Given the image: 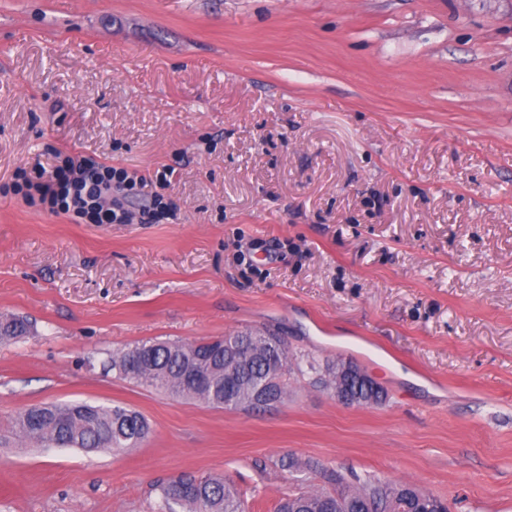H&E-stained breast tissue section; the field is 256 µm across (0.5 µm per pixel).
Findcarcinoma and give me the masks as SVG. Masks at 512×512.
Here are the masks:
<instances>
[{"mask_svg": "<svg viewBox=\"0 0 512 512\" xmlns=\"http://www.w3.org/2000/svg\"><path fill=\"white\" fill-rule=\"evenodd\" d=\"M29 323L18 316H0V340L9 341L28 333ZM236 361L235 379L225 378L227 358ZM196 366L204 374L200 380L188 374ZM308 369L322 387L336 384V362L318 369L311 361ZM108 367L129 382L159 389L168 395L197 400L229 410H249L270 406L287 395V386L262 388L272 371L284 376L301 369V361L288 355V347L270 332L235 331L222 336V343L208 339L196 342L148 341L112 354ZM16 435L43 447H76L86 452L138 448L150 426L139 412L121 405L94 406L87 403L33 405L14 420ZM321 476L334 489L289 492L275 512H363L370 498L384 499L400 485L379 480L346 479L341 472L326 470ZM179 483L192 491L182 494L170 478L159 488L158 512H247L235 485L222 476L179 475ZM431 506L444 512L445 503L430 493L416 492L399 497V512H420Z\"/></svg>", "mask_w": 512, "mask_h": 512, "instance_id": "1", "label": "carcinoma"}]
</instances>
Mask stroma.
<instances>
[{
    "instance_id": "obj_1",
    "label": "stroma",
    "mask_w": 512,
    "mask_h": 512,
    "mask_svg": "<svg viewBox=\"0 0 512 512\" xmlns=\"http://www.w3.org/2000/svg\"><path fill=\"white\" fill-rule=\"evenodd\" d=\"M85 155L173 168L172 224H78L0 194V512H156L183 472L252 512L325 487L292 456L512 512V0H0V186ZM251 330L350 360L347 407L291 371L249 412L119 379L142 341ZM123 404L119 453L9 431ZM29 330L26 319L18 316H0V340L9 341L25 336Z\"/></svg>"
}]
</instances>
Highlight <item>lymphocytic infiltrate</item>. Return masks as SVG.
<instances>
[{
    "label": "lymphocytic infiltrate",
    "mask_w": 512,
    "mask_h": 512,
    "mask_svg": "<svg viewBox=\"0 0 512 512\" xmlns=\"http://www.w3.org/2000/svg\"><path fill=\"white\" fill-rule=\"evenodd\" d=\"M149 183L145 176L124 168L61 155L51 174L38 167L20 171L13 190L29 205L89 224H129L136 218L149 224L169 214L162 197L152 196L149 206L136 217L122 203L123 197L143 194Z\"/></svg>",
    "instance_id": "obj_1"
}]
</instances>
